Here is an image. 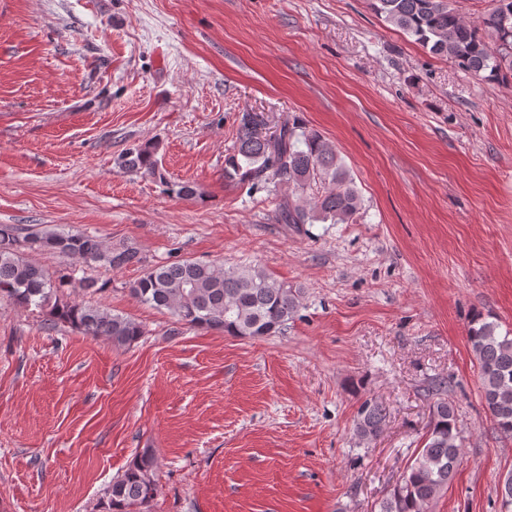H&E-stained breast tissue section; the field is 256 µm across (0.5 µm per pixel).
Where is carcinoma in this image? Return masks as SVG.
<instances>
[{
    "mask_svg": "<svg viewBox=\"0 0 512 512\" xmlns=\"http://www.w3.org/2000/svg\"><path fill=\"white\" fill-rule=\"evenodd\" d=\"M385 21L415 38L437 56L447 57L461 69L486 80L504 82L512 77V16L502 20V5L512 0H491L477 20L465 21L454 0H372ZM261 112L237 117L235 143L224 155V177L250 192L288 185L294 193L278 204L282 223L299 228L315 221L349 224L361 209L353 180L336 146L308 130L296 117H286L273 135L259 133ZM130 171L160 182L165 178L155 151L132 148L118 158ZM320 184L323 192L307 200L308 189ZM52 250L87 265L122 268L141 262L136 248L107 244L83 233L55 229L0 225V297L26 307L49 309L48 328L68 324L85 336L105 337L117 346H130L143 335L135 321L102 306L63 301L61 280L30 262L27 251ZM142 303L170 312L178 323L219 330L233 336H268L293 319L300 306V290L279 282L255 266L224 268L185 259L146 269L130 288ZM498 321L475 315L467 339L475 356L481 397L499 431L512 436V333L500 334ZM386 421V409L376 400L365 401L355 426L361 441L377 437ZM462 450L461 431L454 405L439 397L430 406V421L413 462L389 491L380 512H429L431 504L448 489ZM154 458L134 460L107 491V512H149L155 484Z\"/></svg>",
    "mask_w": 512,
    "mask_h": 512,
    "instance_id": "carcinoma-1",
    "label": "carcinoma"
}]
</instances>
